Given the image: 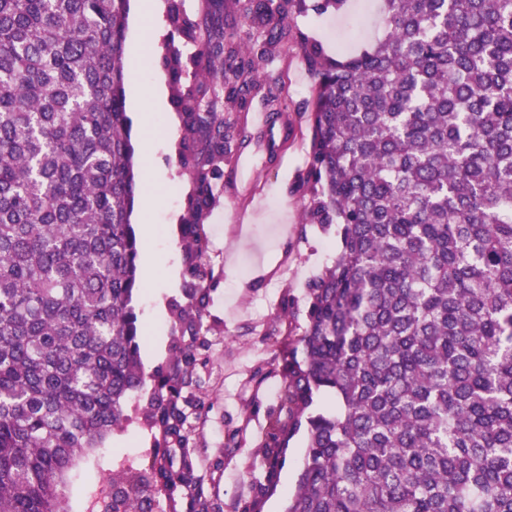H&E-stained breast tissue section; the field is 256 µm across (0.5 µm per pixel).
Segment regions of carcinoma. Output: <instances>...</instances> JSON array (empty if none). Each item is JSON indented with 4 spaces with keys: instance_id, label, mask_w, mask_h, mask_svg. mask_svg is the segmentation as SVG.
<instances>
[{
    "instance_id": "1",
    "label": "carcinoma",
    "mask_w": 512,
    "mask_h": 512,
    "mask_svg": "<svg viewBox=\"0 0 512 512\" xmlns=\"http://www.w3.org/2000/svg\"><path fill=\"white\" fill-rule=\"evenodd\" d=\"M344 0H285L300 14ZM283 3V4H285ZM248 0L262 50H225L224 0L190 15L192 51L167 46L189 182L183 296L166 374H145L132 305L140 246L126 112L130 0H0V512H71L66 475L145 408L146 466L85 492L102 512H224L220 448L196 447L213 402L209 214L256 59L287 36L285 7ZM384 36L346 58L303 39L315 78L311 223L340 249L307 288L300 349L278 357L277 405L245 463L262 512L289 441L306 451L287 512H512V0H384ZM335 400L326 414L311 408Z\"/></svg>"
}]
</instances>
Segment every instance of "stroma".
<instances>
[{
    "instance_id": "obj_1",
    "label": "stroma",
    "mask_w": 512,
    "mask_h": 512,
    "mask_svg": "<svg viewBox=\"0 0 512 512\" xmlns=\"http://www.w3.org/2000/svg\"><path fill=\"white\" fill-rule=\"evenodd\" d=\"M381 7V0H348L344 10L336 13L288 14L287 40L258 66L263 88L281 84L288 91L281 117L265 128L251 124V113L266 107L261 92L253 94L246 108L224 107V120L239 131L241 143L233 159L224 164V195L207 224L210 262L219 273L211 312L223 322L224 334L217 337L209 353L208 391L214 408L197 440L198 447L218 448L229 432L246 430L245 445L224 463V512H235L249 493L250 477L241 461L261 442L265 411L277 402L282 377L270 373L268 362L296 344L304 327L307 285L331 264L339 249L335 232L324 233L304 222L308 193L302 176L310 160L309 104L315 80L302 57L300 38L306 35L321 42L335 57L356 53L380 37ZM155 23L163 32L161 42L147 45L144 57L126 68V85L165 80L163 46L183 43L167 25L165 15H157ZM159 134L166 143L153 156L154 171L167 184L149 217L152 235L141 240V255L155 258L175 276L140 285L134 298L139 323L149 334L141 360L150 375L166 371L176 337L169 306L182 297L184 254L179 241L187 191L177 164L179 129L168 125ZM259 138L271 140L273 148L255 165V189L246 196L241 192L237 162ZM259 372L265 379L256 392L250 381ZM146 403V397L137 398L125 429L114 432L106 447H153L154 436L143 415ZM304 451L303 436L290 440L276 489L265 501L263 512H285Z\"/></svg>"
}]
</instances>
